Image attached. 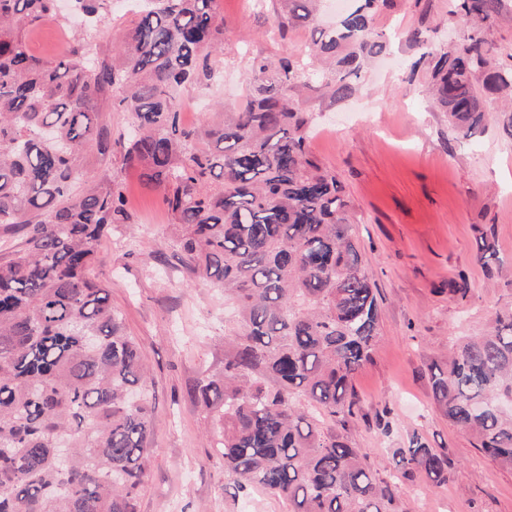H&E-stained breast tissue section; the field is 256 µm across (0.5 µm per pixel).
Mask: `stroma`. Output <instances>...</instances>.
Returning <instances> with one entry per match:
<instances>
[{
	"instance_id": "obj_1",
	"label": "stroma",
	"mask_w": 512,
	"mask_h": 512,
	"mask_svg": "<svg viewBox=\"0 0 512 512\" xmlns=\"http://www.w3.org/2000/svg\"><path fill=\"white\" fill-rule=\"evenodd\" d=\"M224 16L223 71L212 86L194 89L203 108L219 101L235 111L252 57L277 60L303 52L310 28L273 42L275 16L286 0H220ZM374 29L391 35L387 52L363 72L346 99L315 75L299 106L312 125L310 152L334 174L350 200L349 217L381 306L371 359L356 374V416L346 435L363 449L377 478L396 470L392 451L420 432L450 461L448 483L423 476L395 491L398 512H512V470L476 448L473 436L436 408L430 370L444 366L459 337L479 334L496 311L512 306V277L487 278L475 259L481 234L492 235L500 259L512 265V129L506 108L489 100L483 132L465 139L429 99L430 57L449 51L470 32L456 0H390ZM419 31L421 45L405 34ZM71 27L50 19L28 34L38 57L61 54ZM112 139L88 148L79 163L122 183L129 223L98 250L92 275L112 291V306L140 344L150 370L155 437L140 512H287L259 489L238 490L222 459L208 448L207 426L194 390L224 367L223 294L193 275L171 244L170 217L159 191L125 166L115 144L130 115L99 104ZM465 281L466 293L450 285ZM392 425L383 433L380 421Z\"/></svg>"
}]
</instances>
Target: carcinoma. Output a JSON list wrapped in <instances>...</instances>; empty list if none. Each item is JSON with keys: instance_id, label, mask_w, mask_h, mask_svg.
Segmentation results:
<instances>
[{"instance_id": "1", "label": "carcinoma", "mask_w": 512, "mask_h": 512, "mask_svg": "<svg viewBox=\"0 0 512 512\" xmlns=\"http://www.w3.org/2000/svg\"><path fill=\"white\" fill-rule=\"evenodd\" d=\"M318 0H288L290 24H312ZM492 26L503 0H457ZM378 0H360L336 27H313L310 55L335 66L334 95H352L364 61L387 41L373 29ZM112 0H74L87 24ZM58 17L57 0H0V224L25 233L0 260V512H138L154 439L148 368L88 273L99 240L129 223L123 187L78 164L102 144L98 104L133 124L124 164L161 191L185 263L234 304L224 370L197 383L209 446L224 476L283 499L288 512H397L393 485L343 431L356 414L355 374L379 336L378 290L336 177L309 152L310 119L296 105L313 72L285 54L250 62L238 109L194 130L178 100L215 82L224 44L219 0H145L112 55L77 31L62 55L29 52L23 30ZM433 95L450 129L485 128L489 92L512 90L471 36L431 61ZM477 257H496L480 236ZM435 404L476 447L512 468V307L466 336L432 375ZM395 479L448 483V457L418 432L396 448Z\"/></svg>"}]
</instances>
